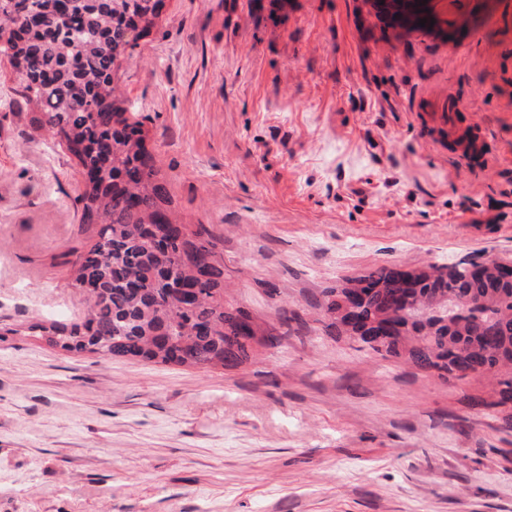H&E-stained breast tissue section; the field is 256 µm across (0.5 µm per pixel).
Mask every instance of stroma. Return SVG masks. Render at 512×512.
<instances>
[{
  "label": "stroma",
  "instance_id": "stroma-1",
  "mask_svg": "<svg viewBox=\"0 0 512 512\" xmlns=\"http://www.w3.org/2000/svg\"><path fill=\"white\" fill-rule=\"evenodd\" d=\"M361 0H165L120 84L184 220L209 225L225 299L292 334L210 372L73 354L23 332L70 285L81 175L0 61V512H512V427L345 336L338 278L512 262V12L444 46L393 42ZM452 94L485 156L424 121ZM279 291L268 295L267 284Z\"/></svg>",
  "mask_w": 512,
  "mask_h": 512
}]
</instances>
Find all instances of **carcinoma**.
Here are the masks:
<instances>
[{
	"label": "carcinoma",
	"mask_w": 512,
	"mask_h": 512,
	"mask_svg": "<svg viewBox=\"0 0 512 512\" xmlns=\"http://www.w3.org/2000/svg\"><path fill=\"white\" fill-rule=\"evenodd\" d=\"M164 0H0V56L47 139L77 160L81 223L72 285L87 301L74 323L27 330L66 351L208 372L235 368L252 344L282 336L224 302V259L204 224L186 228L134 107L123 62L157 25ZM327 328L384 357L465 381L493 378L473 405L512 422V276L490 262L432 263L399 277L370 268L322 291Z\"/></svg>",
	"instance_id": "carcinoma-1"
}]
</instances>
